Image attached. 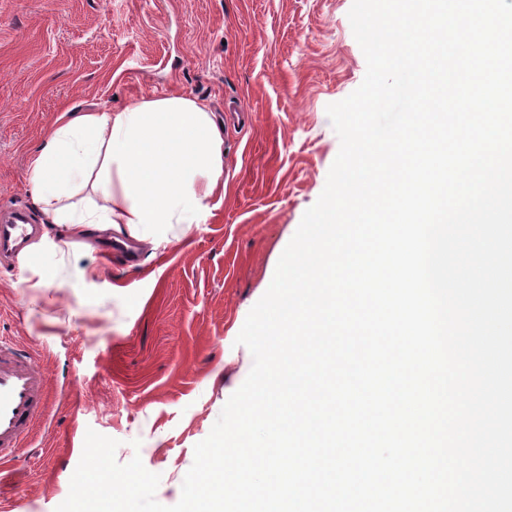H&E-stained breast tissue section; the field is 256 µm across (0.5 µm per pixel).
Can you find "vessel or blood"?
<instances>
[{"instance_id": "obj_1", "label": "vessel or blood", "mask_w": 512, "mask_h": 512, "mask_svg": "<svg viewBox=\"0 0 512 512\" xmlns=\"http://www.w3.org/2000/svg\"><path fill=\"white\" fill-rule=\"evenodd\" d=\"M38 230L26 207L0 209V260L20 254ZM47 382L38 358L0 339V460L13 459L42 412Z\"/></svg>"}]
</instances>
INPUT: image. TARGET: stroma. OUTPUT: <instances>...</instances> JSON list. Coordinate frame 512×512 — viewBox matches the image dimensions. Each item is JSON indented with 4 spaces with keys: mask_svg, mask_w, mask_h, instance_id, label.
<instances>
[{
    "mask_svg": "<svg viewBox=\"0 0 512 512\" xmlns=\"http://www.w3.org/2000/svg\"><path fill=\"white\" fill-rule=\"evenodd\" d=\"M352 0H0V206H33V150L63 112L183 94L224 124V196L135 262L79 252L90 286L0 270V336L35 354L48 401L0 464V512H55L87 430L177 487L253 363L236 344L340 141L326 107L362 83ZM155 279H147L149 271Z\"/></svg>",
    "mask_w": 512,
    "mask_h": 512,
    "instance_id": "35a3bbf8",
    "label": "stroma"
}]
</instances>
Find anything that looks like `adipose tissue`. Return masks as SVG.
Returning <instances> with one entry per match:
<instances>
[{
    "label": "adipose tissue",
    "instance_id": "ef3b65f1",
    "mask_svg": "<svg viewBox=\"0 0 512 512\" xmlns=\"http://www.w3.org/2000/svg\"><path fill=\"white\" fill-rule=\"evenodd\" d=\"M28 183L48 222L18 261L33 287L93 282L63 240L92 250L102 234L167 246L176 224L200 223L224 189V129L202 102L151 95L119 111L64 115L32 153Z\"/></svg>",
    "mask_w": 512,
    "mask_h": 512
}]
</instances>
